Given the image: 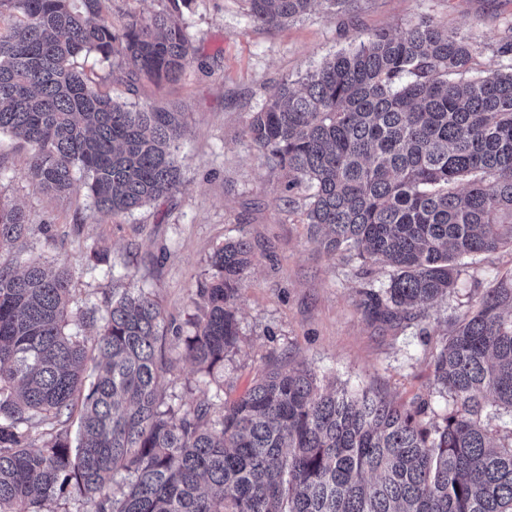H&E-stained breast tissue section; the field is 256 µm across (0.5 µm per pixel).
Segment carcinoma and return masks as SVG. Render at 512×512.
I'll return each mask as SVG.
<instances>
[{
  "mask_svg": "<svg viewBox=\"0 0 512 512\" xmlns=\"http://www.w3.org/2000/svg\"><path fill=\"white\" fill-rule=\"evenodd\" d=\"M108 0H0V133L33 149L39 184L87 180L99 218L180 190L183 113L131 108L102 92L78 58H119L129 79L172 82L191 54L174 20L187 0L116 32ZM278 25L318 0H246ZM475 44L421 18L381 29L285 81L249 116L253 145L304 191L316 242L361 269L363 304L421 323L478 257L512 250V26L507 63L472 74ZM26 216L0 207V241ZM253 265L244 237L211 257L199 314L179 337L206 375L240 339L236 302ZM70 281L37 257L0 260V512H43L76 497L87 512H512V272L450 323L433 373L447 408L404 405L321 383L303 364L261 371L245 394L167 402L162 310L112 293L91 346L66 331ZM80 439L71 446L68 426ZM43 427L42 445L31 431Z\"/></svg>",
  "mask_w": 512,
  "mask_h": 512,
  "instance_id": "cac0c4a2",
  "label": "carcinoma"
}]
</instances>
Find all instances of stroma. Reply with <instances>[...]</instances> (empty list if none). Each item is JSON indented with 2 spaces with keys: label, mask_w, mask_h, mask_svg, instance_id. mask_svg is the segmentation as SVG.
<instances>
[{
  "label": "stroma",
  "mask_w": 512,
  "mask_h": 512,
  "mask_svg": "<svg viewBox=\"0 0 512 512\" xmlns=\"http://www.w3.org/2000/svg\"><path fill=\"white\" fill-rule=\"evenodd\" d=\"M423 16L476 44L474 71L501 65L496 43L512 22V0H355L350 11L320 5L270 27L249 19L245 0H189L180 22L193 53L179 81L143 79L132 91L111 63L86 57V73L112 98L183 113V187L100 222L82 177L63 193L43 189L31 173V148L1 134L0 205L20 208L28 230L0 245V256H41L67 269L69 309L82 319L69 329L89 342L96 331L89 314H103L113 289L131 280L159 300L165 330L186 326L198 285L212 273V254L224 241L245 237L254 266L238 300L239 348L224 362L226 400L243 395L269 364L290 360L326 382L369 387L407 405L427 402L426 420L438 419L444 401L434 383V343L466 309L469 294L512 271V251L470 267L462 290L434 304L424 327L377 319L360 304L355 267L311 238L302 202H289L282 172L247 133L250 113L285 80L314 70L358 38L405 30ZM182 351L181 341L168 338L166 398L212 397L215 385L205 383Z\"/></svg>",
  "instance_id": "stroma-1"
}]
</instances>
